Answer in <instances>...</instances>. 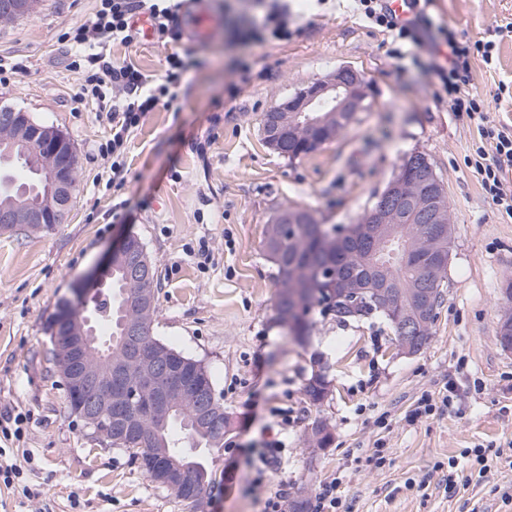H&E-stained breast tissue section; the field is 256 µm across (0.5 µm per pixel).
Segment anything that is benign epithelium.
<instances>
[{
	"label": "benign epithelium",
	"instance_id": "benign-epithelium-1",
	"mask_svg": "<svg viewBox=\"0 0 512 512\" xmlns=\"http://www.w3.org/2000/svg\"><path fill=\"white\" fill-rule=\"evenodd\" d=\"M369 95L370 86L363 75L351 67H342L265 112L262 117L265 139H273L269 146L283 152L286 147L283 130L302 129L306 137L304 145L313 152L333 138L332 127L325 122L324 113L360 112ZM0 125L13 130L12 142L15 144L34 147L48 155L45 175L54 193L46 206L26 204L19 211L1 209L0 225L59 223L69 205V172L66 157L60 152L64 136L52 137L45 128L22 123L15 113L7 110L0 112ZM437 185V176L430 167L424 170L418 190L413 189L406 178L395 175L374 196L357 223L329 230L319 225L315 233L320 245H334L338 250L348 242L361 241L372 244L376 252H384L396 242L399 258L408 263L416 257L412 240L407 234L399 237L386 232L387 220L396 216L409 224L428 225L424 235L426 255L420 265L421 280L405 295L386 283L371 281L354 285L351 280L333 272L322 268L315 270L316 294L325 297L332 305L342 299L346 306L354 308L360 304L363 295H370L374 305L391 317L401 343L400 350L408 354L419 352L427 343L420 332L435 313L436 289L432 288V283L448 268L450 260V255L439 248V242L451 234V224L447 222L442 197L434 190ZM307 222L308 211L301 208H283L274 219L278 229ZM133 253L129 239H123L101 264L88 272L83 283L105 286L112 279L114 269L131 270ZM136 276L141 287L135 290L134 299L137 308L147 311L154 305V292L148 288L153 281L150 265L137 268ZM96 309L97 301L90 298L86 289L77 288L73 300L56 317L51 343L57 371L74 406L73 413L85 428L108 438L116 429L143 444L153 432L152 422H166L174 404L184 397L185 392L170 362L153 353L152 348L139 339L144 327L141 321L128 324L126 329L130 361L146 368L137 381V388H127L123 368L110 366L105 371L99 368L101 360L112 363V351L96 347L93 326ZM138 389L155 392L146 423L128 411ZM136 463L149 472L156 484L192 500L202 499L208 493L209 487L198 483L189 467L170 464L161 455L140 454Z\"/></svg>",
	"mask_w": 512,
	"mask_h": 512
}]
</instances>
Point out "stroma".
Segmentation results:
<instances>
[{
	"label": "stroma",
	"mask_w": 512,
	"mask_h": 512,
	"mask_svg": "<svg viewBox=\"0 0 512 512\" xmlns=\"http://www.w3.org/2000/svg\"><path fill=\"white\" fill-rule=\"evenodd\" d=\"M222 22L195 46L114 47V61L161 77L168 55L194 49L199 65L171 108L148 113L126 143L122 188L98 148L112 133L94 99L78 100L81 75L61 36L92 13L95 0H36L28 14L0 22V106L59 130L78 159L76 202L48 232L0 231V416L22 415L20 439L5 441L22 470L19 487L0 485V512H188L169 489L133 463L128 450L83 428L71 414L50 357L49 328L73 285L125 236L153 260L161 342L203 361L235 429L213 452L215 487L198 512H262L252 481L267 429L287 422L280 458L266 473L289 497L315 496L338 478L339 512H512V467L497 451L512 441V351L498 340L512 315V219L484 198L465 159L477 139L465 118L436 101L423 63L390 53L383 28L350 0H288L294 34L248 41L260 0H205ZM436 24L478 39L496 34V69L475 63L490 120L512 123V0H431ZM251 55L249 77L238 62ZM370 85L366 107L315 153L288 160L263 140L261 118L282 99L339 67ZM425 153L448 198L454 241L448 286L432 335L401 353L380 318L338 324L313 313L305 344L276 323V269L264 251L267 226L283 207L314 211L320 223H354L403 155ZM329 368L331 392L304 394L314 356ZM447 409L411 419L419 398ZM331 443L309 449L314 419ZM384 461H377V454ZM37 490L28 499L23 487Z\"/></svg>",
	"instance_id": "35a3bbf8"
}]
</instances>
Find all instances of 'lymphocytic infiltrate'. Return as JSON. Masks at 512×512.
I'll return each instance as SVG.
<instances>
[{
  "label": "lymphocytic infiltrate",
  "instance_id": "lymphocytic-infiltrate-1",
  "mask_svg": "<svg viewBox=\"0 0 512 512\" xmlns=\"http://www.w3.org/2000/svg\"><path fill=\"white\" fill-rule=\"evenodd\" d=\"M354 9L392 37L391 53L397 58L427 53L428 71L437 99L446 101L449 111L476 126L479 144L466 159L475 173L482 193L498 211L512 216V124H493L486 116L484 98L472 88V65L482 62L493 68L498 61L497 46L485 39L460 38L446 27L416 36L412 27L397 25L381 0H353ZM183 0H98L83 22L63 35L71 66L82 74V92L91 94L100 111L112 124V181L125 183L123 148L147 113L170 107L176 100L185 75L197 61L191 54H171L162 80H154L135 66L113 63L111 45L132 47L143 31L136 25L137 13L148 14L154 33L164 42L181 39Z\"/></svg>",
  "mask_w": 512,
  "mask_h": 512
}]
</instances>
